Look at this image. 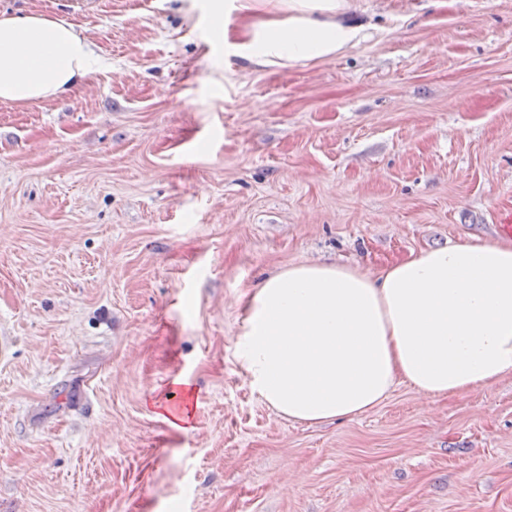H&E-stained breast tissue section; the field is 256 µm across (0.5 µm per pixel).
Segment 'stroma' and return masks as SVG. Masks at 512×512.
<instances>
[{"label":"stroma","instance_id":"35a3bbf8","mask_svg":"<svg viewBox=\"0 0 512 512\" xmlns=\"http://www.w3.org/2000/svg\"><path fill=\"white\" fill-rule=\"evenodd\" d=\"M366 7L358 48L273 71L208 0H0L112 64L0 103V512H512V374L308 425L235 364L263 278L512 218V0Z\"/></svg>","mask_w":512,"mask_h":512}]
</instances>
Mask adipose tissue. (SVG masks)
Segmentation results:
<instances>
[{
	"label": "adipose tissue",
	"mask_w": 512,
	"mask_h": 512,
	"mask_svg": "<svg viewBox=\"0 0 512 512\" xmlns=\"http://www.w3.org/2000/svg\"><path fill=\"white\" fill-rule=\"evenodd\" d=\"M215 31L244 66L292 69L366 40L356 0H232ZM69 23L0 16V102L58 98L109 71ZM236 363L252 393L291 421L351 418L405 383L442 398L512 373V244L459 243L379 276L301 263L251 288Z\"/></svg>",
	"instance_id": "1"
}]
</instances>
